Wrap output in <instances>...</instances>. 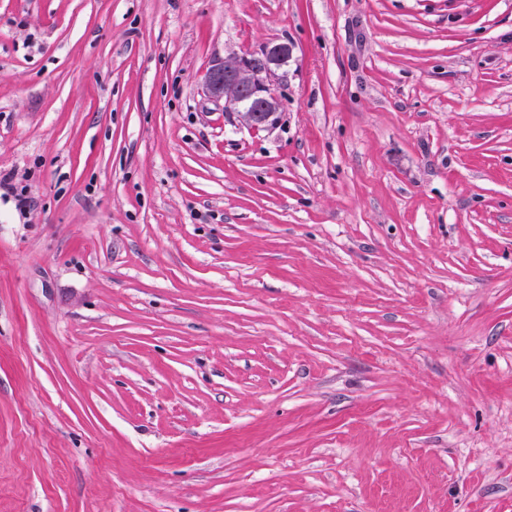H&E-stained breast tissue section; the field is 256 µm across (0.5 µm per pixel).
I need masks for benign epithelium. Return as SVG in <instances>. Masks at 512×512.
I'll use <instances>...</instances> for the list:
<instances>
[{
	"label": "benign epithelium",
	"mask_w": 512,
	"mask_h": 512,
	"mask_svg": "<svg viewBox=\"0 0 512 512\" xmlns=\"http://www.w3.org/2000/svg\"><path fill=\"white\" fill-rule=\"evenodd\" d=\"M291 54L286 43L269 44L249 55L227 54L207 71L205 92L211 100L224 102V110L236 113L246 126L272 128L281 111L279 70Z\"/></svg>",
	"instance_id": "1"
}]
</instances>
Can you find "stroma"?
<instances>
[{
    "label": "stroma",
    "instance_id": "obj_1",
    "mask_svg": "<svg viewBox=\"0 0 512 512\" xmlns=\"http://www.w3.org/2000/svg\"><path fill=\"white\" fill-rule=\"evenodd\" d=\"M0 171V512H512V0H0ZM288 43H274L249 55L230 53L216 60L205 75L207 96L224 101L227 112H236L255 130L277 125L281 111L279 70L291 56ZM4 188L14 199L15 207L21 214H25L33 209L35 201L30 195L27 186L14 182V177L10 173L2 175L0 172V188Z\"/></svg>",
    "mask_w": 512,
    "mask_h": 512
}]
</instances>
